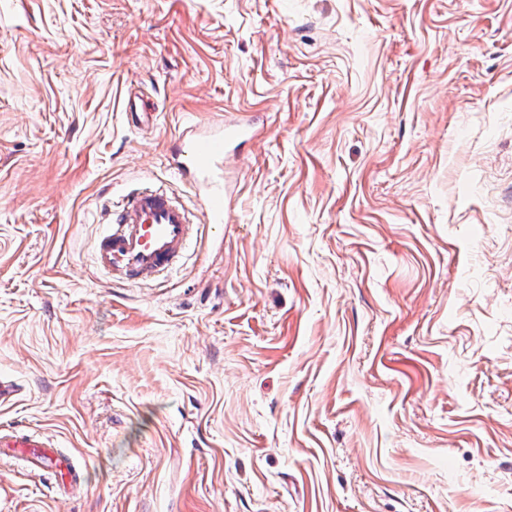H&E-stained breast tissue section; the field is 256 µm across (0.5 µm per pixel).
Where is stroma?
<instances>
[{"label": "stroma", "instance_id": "35a3bbf8", "mask_svg": "<svg viewBox=\"0 0 512 512\" xmlns=\"http://www.w3.org/2000/svg\"><path fill=\"white\" fill-rule=\"evenodd\" d=\"M238 113L222 230L111 286L105 206H197ZM0 377L82 474L0 512H512V0H0ZM125 114L128 125L135 129L153 127L159 116L154 107L147 106L131 91L128 93Z\"/></svg>", "mask_w": 512, "mask_h": 512}]
</instances>
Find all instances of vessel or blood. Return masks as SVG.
<instances>
[{"instance_id":"obj_1","label":"vessel or blood","mask_w":512,"mask_h":512,"mask_svg":"<svg viewBox=\"0 0 512 512\" xmlns=\"http://www.w3.org/2000/svg\"><path fill=\"white\" fill-rule=\"evenodd\" d=\"M128 125L136 129L155 125L158 114L136 95H128ZM256 131L250 119L233 117L183 129L172 157L175 173L194 184L198 213H191L165 189L142 186L112 204L106 230L95 245V264L111 285L156 284L176 270L186 255L199 224H220L229 205L224 185V162ZM0 447L20 456L29 468L50 474L60 492L80 481L71 458L47 438L0 432Z\"/></svg>"}]
</instances>
